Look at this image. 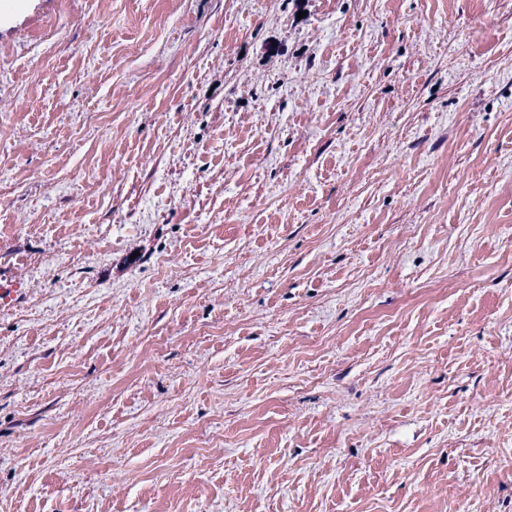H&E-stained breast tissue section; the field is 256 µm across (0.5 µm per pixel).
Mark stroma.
<instances>
[{
    "instance_id": "stroma-1",
    "label": "stroma",
    "mask_w": 512,
    "mask_h": 512,
    "mask_svg": "<svg viewBox=\"0 0 512 512\" xmlns=\"http://www.w3.org/2000/svg\"><path fill=\"white\" fill-rule=\"evenodd\" d=\"M0 512H512V0H0Z\"/></svg>"
}]
</instances>
